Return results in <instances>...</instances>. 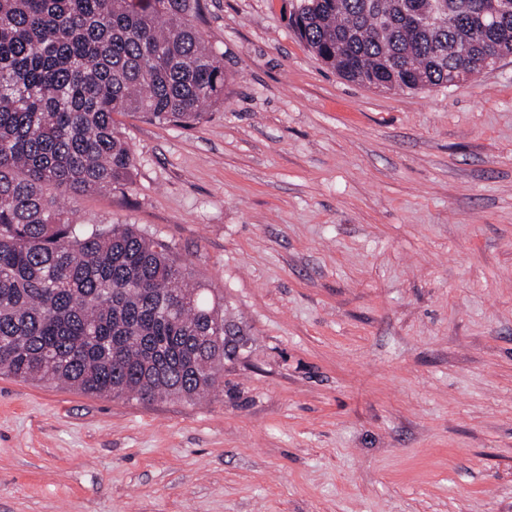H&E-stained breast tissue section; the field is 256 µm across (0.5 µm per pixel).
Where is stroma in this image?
Instances as JSON below:
<instances>
[{
	"label": "stroma",
	"instance_id": "1",
	"mask_svg": "<svg viewBox=\"0 0 512 512\" xmlns=\"http://www.w3.org/2000/svg\"><path fill=\"white\" fill-rule=\"evenodd\" d=\"M231 82L192 127L118 117L135 224L244 340L200 398L0 375V512H512V55L379 91L285 0H204Z\"/></svg>",
	"mask_w": 512,
	"mask_h": 512
}]
</instances>
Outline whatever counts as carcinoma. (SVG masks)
<instances>
[{"mask_svg": "<svg viewBox=\"0 0 512 512\" xmlns=\"http://www.w3.org/2000/svg\"><path fill=\"white\" fill-rule=\"evenodd\" d=\"M342 78L469 80L512 54V0H289ZM499 26L482 27L479 13ZM202 0H0V373L112 397L193 400L224 376V296L135 224H74L135 161L115 116L191 127L230 76Z\"/></svg>", "mask_w": 512, "mask_h": 512, "instance_id": "carcinoma-1", "label": "carcinoma"}]
</instances>
